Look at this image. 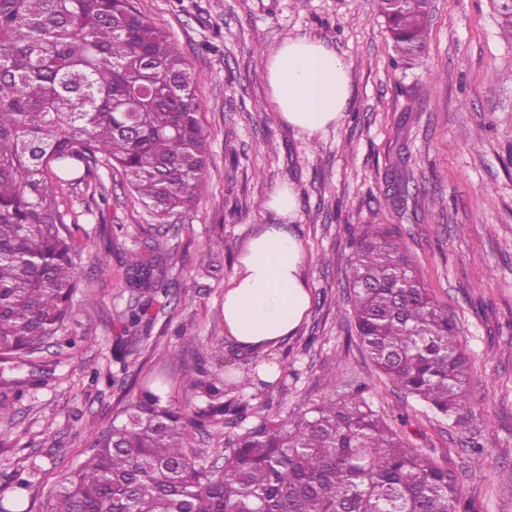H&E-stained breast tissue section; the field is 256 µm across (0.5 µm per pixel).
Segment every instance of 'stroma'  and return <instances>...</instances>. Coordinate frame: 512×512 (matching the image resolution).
Listing matches in <instances>:
<instances>
[{
	"instance_id": "stroma-1",
	"label": "stroma",
	"mask_w": 512,
	"mask_h": 512,
	"mask_svg": "<svg viewBox=\"0 0 512 512\" xmlns=\"http://www.w3.org/2000/svg\"><path fill=\"white\" fill-rule=\"evenodd\" d=\"M497 4L432 0L423 55L397 66L376 0H135L197 79L207 191L162 220L105 169L65 193V208L79 215L74 234L89 245L74 297L81 310L68 331L93 342L52 346L33 368L0 372V488L37 469L27 505L45 512L62 479L132 402L133 392L110 387L109 378L120 371L116 312L132 299L126 231L148 224L179 286L153 306L150 338L128 357L130 372L164 377L181 401L176 383L198 363L232 383L270 360L274 384L256 391L254 404L284 416L365 381L378 414L456 473L475 512H512V81L499 77L512 68V43L500 35ZM297 36L320 39L350 69L342 120L313 138L283 121L265 75L270 52ZM282 186L298 198L286 219L266 205ZM92 187L106 203L91 205ZM281 222L307 256L310 310L273 356L226 365L224 290L248 240ZM104 224L113 229L109 246ZM364 224L393 225L434 302L456 320L475 377L471 420L442 417L399 391L359 344L347 295L350 237ZM107 247L108 277L93 257ZM189 320L196 341L186 348L175 331ZM472 439L483 447L480 476L469 467Z\"/></svg>"
}]
</instances>
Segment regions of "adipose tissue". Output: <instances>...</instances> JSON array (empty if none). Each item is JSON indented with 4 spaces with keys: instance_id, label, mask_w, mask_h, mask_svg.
Returning <instances> with one entry per match:
<instances>
[{
    "instance_id": "adipose-tissue-1",
    "label": "adipose tissue",
    "mask_w": 512,
    "mask_h": 512,
    "mask_svg": "<svg viewBox=\"0 0 512 512\" xmlns=\"http://www.w3.org/2000/svg\"><path fill=\"white\" fill-rule=\"evenodd\" d=\"M266 76L282 118L310 136L340 121L351 97L344 58L311 37L285 39L267 58ZM304 265L286 225L250 238L224 291V328L239 348L264 353L298 330L311 305Z\"/></svg>"
}]
</instances>
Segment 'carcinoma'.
<instances>
[{"instance_id":"obj_1","label":"carcinoma","mask_w":512,"mask_h":512,"mask_svg":"<svg viewBox=\"0 0 512 512\" xmlns=\"http://www.w3.org/2000/svg\"><path fill=\"white\" fill-rule=\"evenodd\" d=\"M397 59L426 48L431 6L383 13ZM195 78L166 32L132 0H0V363L12 370L75 316L82 248L64 192L106 167L159 217L205 191L206 139ZM115 352L137 387L45 512H467L454 472L406 445L362 382L290 420L254 410L252 380L224 383L200 363L179 407L167 383L128 374L148 312L168 295L160 244L130 251ZM351 318L377 368L433 412L468 413L471 361L456 323L432 300L396 232L365 224L353 239ZM229 428L224 464L193 451L189 428ZM28 478L0 489L23 512Z\"/></svg>"}]
</instances>
